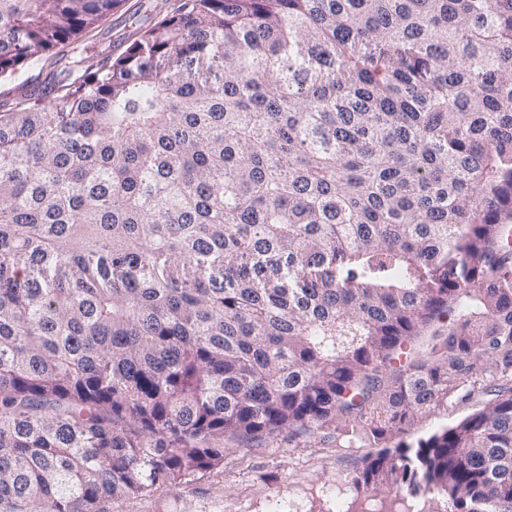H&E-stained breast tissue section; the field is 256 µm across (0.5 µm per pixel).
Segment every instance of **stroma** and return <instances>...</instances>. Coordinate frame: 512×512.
Segmentation results:
<instances>
[{
    "label": "stroma",
    "instance_id": "obj_1",
    "mask_svg": "<svg viewBox=\"0 0 512 512\" xmlns=\"http://www.w3.org/2000/svg\"><path fill=\"white\" fill-rule=\"evenodd\" d=\"M161 0H120L119 5L75 41L57 46L36 63L26 64L0 82V111L8 110L27 90H47L81 79L88 62L121 54L153 23ZM470 400L417 415L400 441L415 442L458 421L484 402ZM372 446L340 448L322 433L292 440L266 439L246 446L229 445L222 464L199 473L184 490L166 489L149 496L118 500L112 512H351L350 478Z\"/></svg>",
    "mask_w": 512,
    "mask_h": 512
}]
</instances>
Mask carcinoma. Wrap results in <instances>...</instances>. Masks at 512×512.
Masks as SVG:
<instances>
[{
    "instance_id": "carcinoma-1",
    "label": "carcinoma",
    "mask_w": 512,
    "mask_h": 512,
    "mask_svg": "<svg viewBox=\"0 0 512 512\" xmlns=\"http://www.w3.org/2000/svg\"><path fill=\"white\" fill-rule=\"evenodd\" d=\"M118 2L0 0V77ZM333 423L358 497L512 512V0H179L0 112V512ZM486 399L487 397L482 393L475 392L469 401L449 402L448 407L445 406L419 414L405 427L404 433L397 436L393 441L394 443L399 441L413 443L419 438H423L446 425L466 417L472 411L479 408Z\"/></svg>"
}]
</instances>
